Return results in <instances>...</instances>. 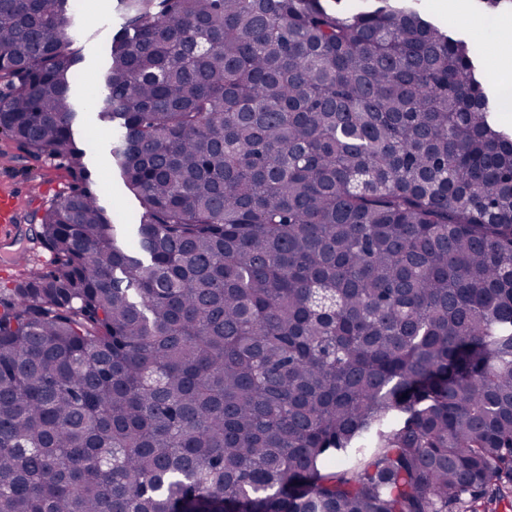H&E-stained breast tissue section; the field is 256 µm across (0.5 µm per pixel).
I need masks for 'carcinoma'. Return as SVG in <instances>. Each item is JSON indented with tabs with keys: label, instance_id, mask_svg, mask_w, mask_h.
Segmentation results:
<instances>
[{
	"label": "carcinoma",
	"instance_id": "obj_1",
	"mask_svg": "<svg viewBox=\"0 0 512 512\" xmlns=\"http://www.w3.org/2000/svg\"><path fill=\"white\" fill-rule=\"evenodd\" d=\"M126 245L73 133L72 0H0V130L61 157L0 302V512H462L512 497V131L390 0H120Z\"/></svg>",
	"mask_w": 512,
	"mask_h": 512
}]
</instances>
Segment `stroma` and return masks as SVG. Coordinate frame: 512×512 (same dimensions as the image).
<instances>
[{"mask_svg": "<svg viewBox=\"0 0 512 512\" xmlns=\"http://www.w3.org/2000/svg\"><path fill=\"white\" fill-rule=\"evenodd\" d=\"M449 0H420L431 19L441 26L455 25L457 31L477 50L482 66H489L490 52L476 39L471 20L483 15L479 0H456L457 19H448ZM123 22L117 0H80L70 20L69 33L83 61L73 83L77 98L105 92L104 75L110 65L113 35ZM74 137L84 149L90 186L98 191L100 202L118 223L131 224L137 219L139 205L125 188L119 171L110 163L112 139L109 129L94 112L82 113L73 126ZM72 181L66 166L59 160L33 157L8 135L0 133V192L17 191L23 195L19 223L0 234V301L11 298L13 280L23 270L44 271L50 265L49 254L33 243L38 216L63 196Z\"/></svg>", "mask_w": 512, "mask_h": 512, "instance_id": "obj_1", "label": "stroma"}]
</instances>
